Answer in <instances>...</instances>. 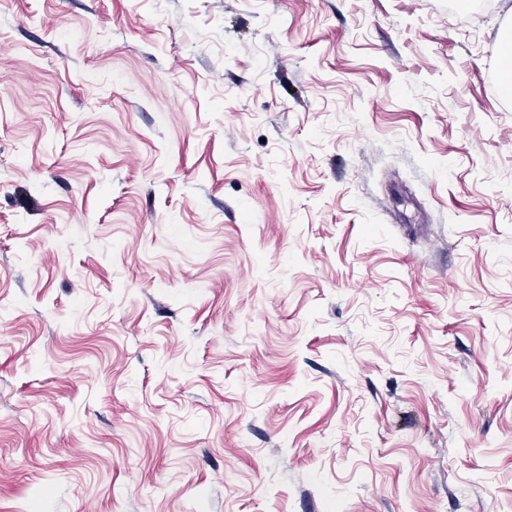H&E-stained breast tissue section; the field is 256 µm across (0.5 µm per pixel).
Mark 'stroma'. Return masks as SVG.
<instances>
[{
	"label": "stroma",
	"mask_w": 512,
	"mask_h": 512,
	"mask_svg": "<svg viewBox=\"0 0 512 512\" xmlns=\"http://www.w3.org/2000/svg\"><path fill=\"white\" fill-rule=\"evenodd\" d=\"M0 0V512H512V9Z\"/></svg>",
	"instance_id": "stroma-1"
}]
</instances>
